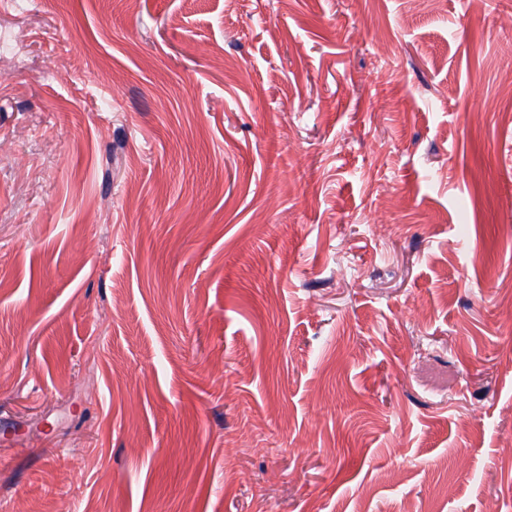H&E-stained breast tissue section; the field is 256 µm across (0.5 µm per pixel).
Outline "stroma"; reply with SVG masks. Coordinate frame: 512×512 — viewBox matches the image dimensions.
I'll list each match as a JSON object with an SVG mask.
<instances>
[{"mask_svg": "<svg viewBox=\"0 0 512 512\" xmlns=\"http://www.w3.org/2000/svg\"><path fill=\"white\" fill-rule=\"evenodd\" d=\"M512 0H0V512H512Z\"/></svg>", "mask_w": 512, "mask_h": 512, "instance_id": "stroma-1", "label": "stroma"}]
</instances>
